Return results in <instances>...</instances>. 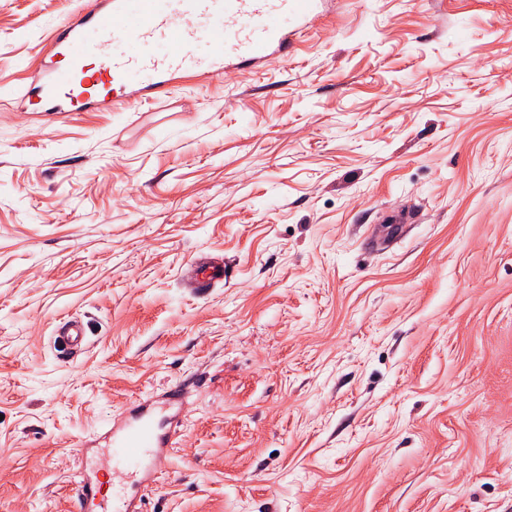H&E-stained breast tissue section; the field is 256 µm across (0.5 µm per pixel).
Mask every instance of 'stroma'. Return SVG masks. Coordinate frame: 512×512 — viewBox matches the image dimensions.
Segmentation results:
<instances>
[{"mask_svg":"<svg viewBox=\"0 0 512 512\" xmlns=\"http://www.w3.org/2000/svg\"><path fill=\"white\" fill-rule=\"evenodd\" d=\"M64 8L0 0V512H79L80 440L175 383L144 512H512V0H335L261 69L49 115ZM224 281V266L215 267L205 263H196L190 276L192 288H198L201 291L213 288L217 282ZM57 342L61 352L70 358H77L87 348L84 329L80 322H70L63 336H57Z\"/></svg>","mask_w":512,"mask_h":512,"instance_id":"35a3bbf8","label":"stroma"}]
</instances>
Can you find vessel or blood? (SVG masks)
I'll use <instances>...</instances> for the list:
<instances>
[{"label":"vessel or blood","instance_id":"b4317fda","mask_svg":"<svg viewBox=\"0 0 512 512\" xmlns=\"http://www.w3.org/2000/svg\"><path fill=\"white\" fill-rule=\"evenodd\" d=\"M333 0H100L85 13H66L48 36L49 52L62 66L44 71L25 96L45 112H72L98 99L131 106L139 98L166 92L178 75L202 69L220 77L230 70L258 68L271 57H287L297 39L316 27ZM127 45L112 50L114 39ZM206 41L214 51L204 57L191 44ZM98 54L87 62L85 49ZM139 75V88L128 78ZM224 270L196 264L190 284L207 290L223 281ZM58 345L75 358L86 349L80 322H70ZM181 388L146 394L113 416L108 431L112 463L111 494L102 493L77 466L78 500L85 512H143L139 488L155 480L154 462L170 452L169 428L179 427Z\"/></svg>","mask_w":512,"mask_h":512}]
</instances>
